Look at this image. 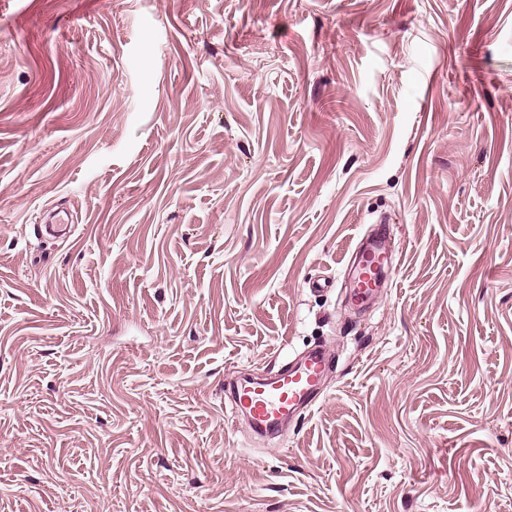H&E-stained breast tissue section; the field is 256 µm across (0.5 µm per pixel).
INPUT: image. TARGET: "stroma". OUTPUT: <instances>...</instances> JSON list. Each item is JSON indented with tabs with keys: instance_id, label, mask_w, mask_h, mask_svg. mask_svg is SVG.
Segmentation results:
<instances>
[{
	"instance_id": "obj_1",
	"label": "stroma",
	"mask_w": 512,
	"mask_h": 512,
	"mask_svg": "<svg viewBox=\"0 0 512 512\" xmlns=\"http://www.w3.org/2000/svg\"><path fill=\"white\" fill-rule=\"evenodd\" d=\"M0 512H512V0H0ZM333 361L332 350L318 345L277 372L264 376L240 373L225 378L224 399L254 431L269 432L319 403Z\"/></svg>"
}]
</instances>
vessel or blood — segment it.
Wrapping results in <instances>:
<instances>
[{"label": "vessel or blood", "instance_id": "1", "mask_svg": "<svg viewBox=\"0 0 512 512\" xmlns=\"http://www.w3.org/2000/svg\"><path fill=\"white\" fill-rule=\"evenodd\" d=\"M334 361L327 345H319L277 372L242 373L224 382V398L254 431L269 432L297 413L317 405Z\"/></svg>", "mask_w": 512, "mask_h": 512}]
</instances>
